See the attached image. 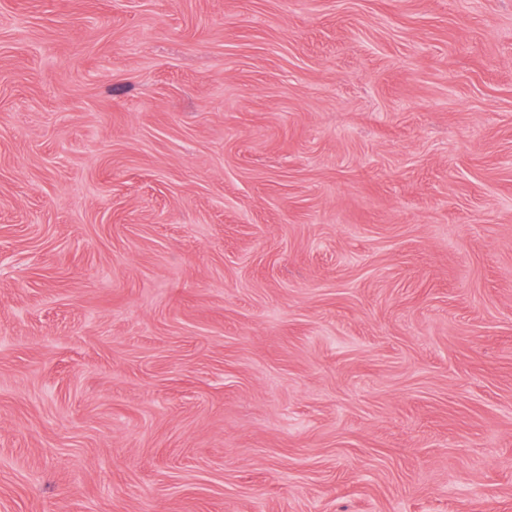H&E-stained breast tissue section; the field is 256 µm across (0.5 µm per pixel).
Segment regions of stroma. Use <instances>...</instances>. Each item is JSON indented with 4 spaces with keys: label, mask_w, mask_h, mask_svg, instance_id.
Returning <instances> with one entry per match:
<instances>
[{
    "label": "stroma",
    "mask_w": 512,
    "mask_h": 512,
    "mask_svg": "<svg viewBox=\"0 0 512 512\" xmlns=\"http://www.w3.org/2000/svg\"><path fill=\"white\" fill-rule=\"evenodd\" d=\"M0 512H512V0H0Z\"/></svg>",
    "instance_id": "1"
}]
</instances>
